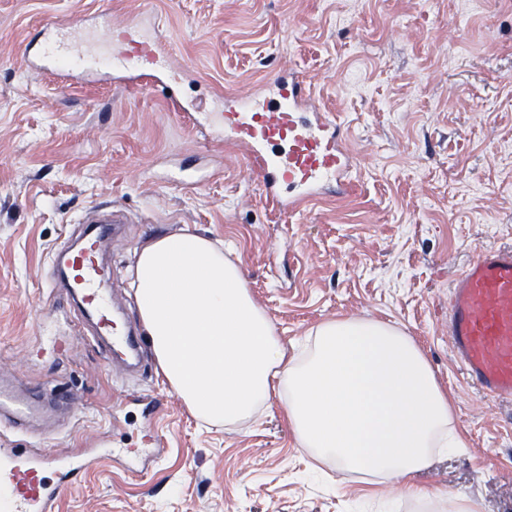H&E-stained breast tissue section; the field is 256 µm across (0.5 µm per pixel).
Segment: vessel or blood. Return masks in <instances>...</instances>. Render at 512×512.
<instances>
[{
    "mask_svg": "<svg viewBox=\"0 0 512 512\" xmlns=\"http://www.w3.org/2000/svg\"><path fill=\"white\" fill-rule=\"evenodd\" d=\"M109 14L89 26L80 15L48 23L39 42L28 44L25 68L35 62L69 76L111 75L138 87L142 78L161 86L182 110L181 74L159 45L155 31L133 24L104 40ZM215 127L219 137L240 147L264 186L268 204L284 213L326 194L342 193L357 167L346 132L334 114L317 106L296 73L279 75L261 88L224 98ZM127 217L119 208L102 212L78 246L57 251L61 277L48 290L50 304L76 303L92 321L90 339L110 354L137 355L141 338L119 324L116 307L102 288L101 250ZM448 336L466 381L491 398H512V248L482 250L455 279L448 304ZM73 393H17L0 379V425L27 429L50 413L70 409ZM96 449L54 455L39 448L0 446V512H52L96 456Z\"/></svg>",
    "mask_w": 512,
    "mask_h": 512,
    "instance_id": "obj_1",
    "label": "vessel or blood"
}]
</instances>
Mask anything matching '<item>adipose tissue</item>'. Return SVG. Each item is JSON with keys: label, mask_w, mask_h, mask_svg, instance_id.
Here are the masks:
<instances>
[{"label": "adipose tissue", "mask_w": 512, "mask_h": 512, "mask_svg": "<svg viewBox=\"0 0 512 512\" xmlns=\"http://www.w3.org/2000/svg\"><path fill=\"white\" fill-rule=\"evenodd\" d=\"M133 286L161 372L197 419L236 425L279 396L300 447L315 457L442 503L409 479L465 441L447 392L406 330L331 319L310 332L305 354L288 357L238 265L188 231L144 244Z\"/></svg>", "instance_id": "obj_1"}]
</instances>
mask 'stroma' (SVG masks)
Here are the masks:
<instances>
[{
    "label": "stroma",
    "mask_w": 512,
    "mask_h": 512,
    "mask_svg": "<svg viewBox=\"0 0 512 512\" xmlns=\"http://www.w3.org/2000/svg\"><path fill=\"white\" fill-rule=\"evenodd\" d=\"M102 10L159 18L192 112L281 72L307 77L361 159L351 190L280 213L242 150L190 127L162 89L66 87L23 68L46 22ZM113 203L133 218L104 243L131 321L139 249L189 229L231 248L285 348L336 317L403 327L467 443L414 483L512 512V401L470 387L448 339L453 281L480 249L512 247V0H0V377L78 395L56 421L0 437L100 450L55 512H420L397 483L339 481L279 399L246 427L202 425L152 352L127 373L80 340L70 308L49 309L53 252ZM115 448L163 455L134 473Z\"/></svg>",
    "instance_id": "stroma-1"
}]
</instances>
